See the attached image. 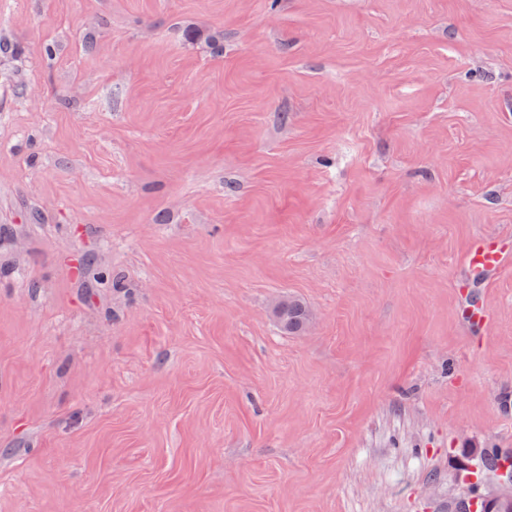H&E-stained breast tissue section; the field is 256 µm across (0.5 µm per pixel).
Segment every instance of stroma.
Segmentation results:
<instances>
[{
  "mask_svg": "<svg viewBox=\"0 0 512 512\" xmlns=\"http://www.w3.org/2000/svg\"><path fill=\"white\" fill-rule=\"evenodd\" d=\"M0 41V512H448L512 449V262L466 265L512 239V0H0ZM509 251V242L486 237L477 238L468 248L467 263L473 271L498 267ZM509 450L503 448H476L475 454L477 456L480 455H488L485 464L480 466V469L476 471H465L464 477L469 478V475H478V474H493L495 471V467L498 463L504 462L508 464H512V449Z\"/></svg>",
  "mask_w": 512,
  "mask_h": 512,
  "instance_id": "35a3bbf8",
  "label": "stroma"
}]
</instances>
